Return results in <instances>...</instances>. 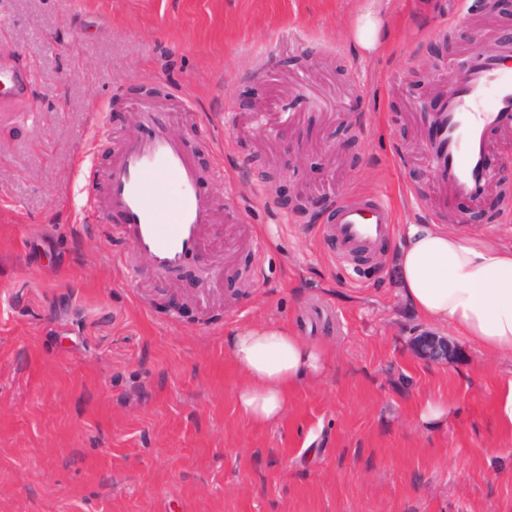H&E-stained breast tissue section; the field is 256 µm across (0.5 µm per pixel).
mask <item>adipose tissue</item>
<instances>
[{"mask_svg": "<svg viewBox=\"0 0 512 512\" xmlns=\"http://www.w3.org/2000/svg\"><path fill=\"white\" fill-rule=\"evenodd\" d=\"M401 237L393 264L407 305L479 350L512 358V241L442 224H406ZM226 343L240 376L237 409L256 426L279 423L294 391L333 365L325 346L279 320L241 326Z\"/></svg>", "mask_w": 512, "mask_h": 512, "instance_id": "adipose-tissue-1", "label": "adipose tissue"}]
</instances>
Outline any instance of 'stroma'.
Listing matches in <instances>:
<instances>
[{"mask_svg": "<svg viewBox=\"0 0 512 512\" xmlns=\"http://www.w3.org/2000/svg\"><path fill=\"white\" fill-rule=\"evenodd\" d=\"M373 5L368 57L350 29ZM510 32L481 0H0L31 82L0 111V512H512V360L407 306L399 235L341 263L321 232L375 195L401 224L512 232L443 196L418 106L450 57ZM144 103L216 213L167 274L108 202ZM268 319L335 363L254 427L224 339ZM425 335L453 354L419 356ZM429 397L455 405L447 428L416 422Z\"/></svg>", "mask_w": 512, "mask_h": 512, "instance_id": "35a3bbf8", "label": "stroma"}]
</instances>
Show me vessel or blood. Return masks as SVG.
Returning <instances> with one entry per match:
<instances>
[{
    "mask_svg": "<svg viewBox=\"0 0 512 512\" xmlns=\"http://www.w3.org/2000/svg\"><path fill=\"white\" fill-rule=\"evenodd\" d=\"M28 91L26 72L11 52H0V106L25 99ZM435 120L441 137L433 154L443 191L480 199L494 177L487 163L490 134L512 133V42L466 59ZM197 182L193 158L161 123L149 138L130 141L108 174L110 206L124 219L121 230L155 272L179 267L202 245V228L212 223L214 211ZM393 222L386 199L362 198L337 203L336 221L324 231L336 238L343 255L371 254Z\"/></svg>",
    "mask_w": 512,
    "mask_h": 512,
    "instance_id": "1",
    "label": "vessel or blood"
}]
</instances>
